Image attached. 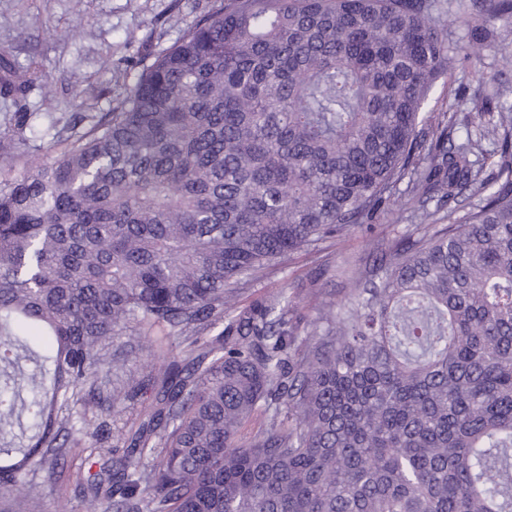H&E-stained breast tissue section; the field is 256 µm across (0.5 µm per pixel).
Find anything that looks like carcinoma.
<instances>
[{
  "instance_id": "obj_1",
  "label": "carcinoma",
  "mask_w": 512,
  "mask_h": 512,
  "mask_svg": "<svg viewBox=\"0 0 512 512\" xmlns=\"http://www.w3.org/2000/svg\"><path fill=\"white\" fill-rule=\"evenodd\" d=\"M438 4L216 0L110 111L70 117L51 160L27 145L31 76L0 58L22 109L0 168L24 163L0 179V364L28 351L47 377L26 401L0 385V423L20 405L34 430L0 448L9 512H36L33 477L56 475L80 411L86 464L125 443L114 477L80 485L86 512H512V104L459 144L454 117L425 115L469 62ZM463 21L495 49L512 0ZM404 180L430 229L392 242L378 281L343 271L348 294L304 331L283 290L240 304ZM141 339L158 364L139 378ZM148 388L138 427L118 426ZM153 347L150 341H142L135 352L128 357L126 373L137 375L146 365L153 360Z\"/></svg>"
}]
</instances>
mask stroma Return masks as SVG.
I'll return each mask as SVG.
<instances>
[{
  "label": "stroma",
  "mask_w": 512,
  "mask_h": 512,
  "mask_svg": "<svg viewBox=\"0 0 512 512\" xmlns=\"http://www.w3.org/2000/svg\"><path fill=\"white\" fill-rule=\"evenodd\" d=\"M214 0H0V56L30 70L34 82L27 93L35 130L30 146L54 158L63 149L53 123L75 112H107L113 100L134 84L142 58L169 47ZM448 53L480 57L465 73L438 80L428 107L432 122L453 112L455 137L464 140L477 125L495 122L499 103H512V69L504 68L497 50H479L471 27L443 14ZM483 87L491 108L478 112L473 91ZM405 206L378 216L371 228H358L342 241H327L318 252L301 250L281 259L247 285L242 301L263 299L285 290L303 322L316 314L321 298L340 300L348 284L343 268L365 270L376 253L409 230ZM93 440L82 419H75L71 449L55 480L45 490L41 512H84L78 484L86 476L82 449Z\"/></svg>",
  "instance_id": "1"
}]
</instances>
